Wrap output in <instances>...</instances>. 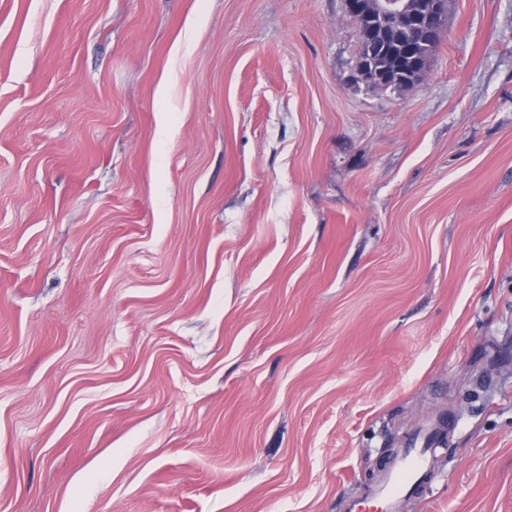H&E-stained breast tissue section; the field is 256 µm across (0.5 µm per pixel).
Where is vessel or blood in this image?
<instances>
[{"label": "vessel or blood", "mask_w": 512, "mask_h": 512, "mask_svg": "<svg viewBox=\"0 0 512 512\" xmlns=\"http://www.w3.org/2000/svg\"><path fill=\"white\" fill-rule=\"evenodd\" d=\"M434 439L427 433L423 445L411 442L397 452L366 497L346 502L345 512H398L404 497L422 491L435 477L428 448Z\"/></svg>", "instance_id": "b4317fda"}]
</instances>
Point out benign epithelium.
I'll return each instance as SVG.
<instances>
[{
	"label": "benign epithelium",
	"mask_w": 512,
	"mask_h": 512,
	"mask_svg": "<svg viewBox=\"0 0 512 512\" xmlns=\"http://www.w3.org/2000/svg\"><path fill=\"white\" fill-rule=\"evenodd\" d=\"M345 11L368 40L358 74L380 89L413 84L429 63L430 45L447 31L446 0H345Z\"/></svg>",
	"instance_id": "1"
}]
</instances>
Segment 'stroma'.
<instances>
[{"label":"stroma","mask_w":512,"mask_h":512,"mask_svg":"<svg viewBox=\"0 0 512 512\" xmlns=\"http://www.w3.org/2000/svg\"><path fill=\"white\" fill-rule=\"evenodd\" d=\"M358 41L0 0V512H342L439 422L400 512H512V0L400 91Z\"/></svg>","instance_id":"1"}]
</instances>
